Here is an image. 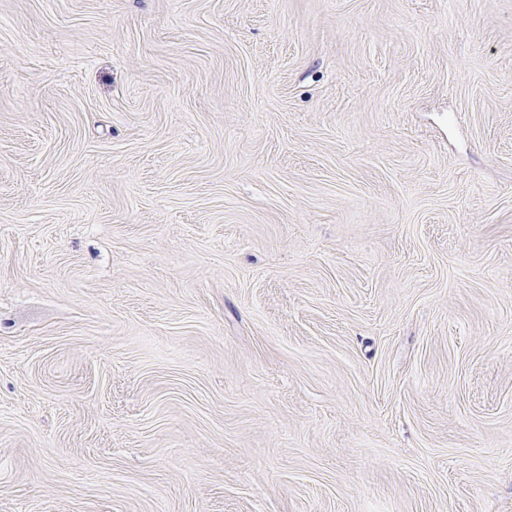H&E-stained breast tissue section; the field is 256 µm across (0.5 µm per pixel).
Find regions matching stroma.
I'll use <instances>...</instances> for the list:
<instances>
[{
	"mask_svg": "<svg viewBox=\"0 0 512 512\" xmlns=\"http://www.w3.org/2000/svg\"><path fill=\"white\" fill-rule=\"evenodd\" d=\"M0 512H512V0H0Z\"/></svg>",
	"mask_w": 512,
	"mask_h": 512,
	"instance_id": "1",
	"label": "stroma"
}]
</instances>
